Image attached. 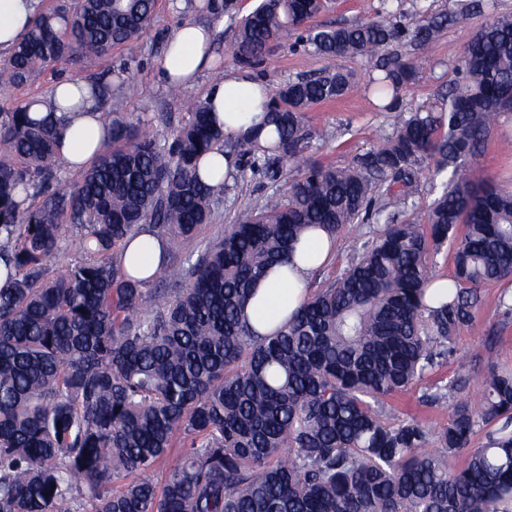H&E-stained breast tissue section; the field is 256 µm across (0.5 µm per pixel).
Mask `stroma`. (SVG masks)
Instances as JSON below:
<instances>
[{"mask_svg":"<svg viewBox=\"0 0 512 512\" xmlns=\"http://www.w3.org/2000/svg\"><path fill=\"white\" fill-rule=\"evenodd\" d=\"M196 0H156L154 20L141 39V52L133 64L128 81L123 87L124 110L130 118L148 124L157 139H164L169 128L178 125L187 115V104L203 99L208 85L215 81V72L200 76L190 86L172 92L159 78L158 68L169 39L185 20L212 22L209 13L197 11ZM470 12L465 24L451 25L426 45L414 44L411 39L390 44L392 55L413 59L418 66L415 80L399 94V106L411 111L426 103L437 101L458 80L457 64L466 40L487 21L490 14L512 13V0H468ZM381 0H327L326 9L314 17L310 25L326 28L352 24L374 17ZM332 67L353 73L354 87L341 100L312 105L306 112V128L311 136L304 158L324 164L345 166L366 152L373 143L374 134L386 135L392 131L390 113L379 111L377 100L367 89L371 69L360 58H338L326 61L311 56L297 44L296 37H288L274 55L256 74L268 88L315 75ZM512 141V112L503 114L488 132L480 155L472 165L474 182H493L512 187V148H504V141ZM285 175L271 177L264 173L245 171L244 175L229 179L211 223L203 225L198 238L210 242L224 233L226 225L236 223L245 208L261 207L267 199L283 194ZM365 224L348 225L336 240V253L324 267L315 271L310 283L320 286L337 279L348 266L357 239L368 232ZM502 288L485 285L475 325L464 331L457 344L455 357L442 368L441 377L466 370L472 378H480L481 368L473 360L484 339L497 337L498 349L504 361L512 362V316L504 317L500 301ZM423 384H416L390 401L387 410L390 422L414 416L423 422L440 425L448 419L447 407H428L420 403Z\"/></svg>","mask_w":512,"mask_h":512,"instance_id":"stroma-1","label":"stroma"}]
</instances>
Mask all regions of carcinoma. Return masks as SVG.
<instances>
[{"label":"carcinoma","mask_w":512,"mask_h":512,"mask_svg":"<svg viewBox=\"0 0 512 512\" xmlns=\"http://www.w3.org/2000/svg\"><path fill=\"white\" fill-rule=\"evenodd\" d=\"M323 0H260L234 25L232 60L254 67L299 34L311 55L361 57L393 131L346 167L312 161L271 198L198 248L224 188L198 161L224 144L211 109L190 104L159 144L123 113L121 88L91 87L108 107L104 151L59 188L66 124L57 100L0 112V512H512V366L490 338L475 353L481 397L459 371L421 395L450 407L432 427L386 421L385 401L427 378L472 328L487 283H512V191L478 185L471 166L493 120L512 112V15L469 39L462 82L437 105L405 113L399 93L416 75L385 52L410 35L432 42L446 22L420 3L403 24L378 16L316 30ZM234 18V0H200ZM155 0H59L39 12L0 60V85L47 68L127 52L134 61ZM353 87L328 69L288 82L262 103L263 125L236 141L249 169L274 177L306 148L307 109ZM274 140L259 144L263 128ZM446 174L423 223L405 222L407 188L424 159ZM376 221L343 275L309 293L268 336L242 319L253 285L291 262L311 228L334 237ZM149 225L179 264L138 279L122 262ZM78 234L88 257L49 275L60 241ZM452 247L448 288L431 289V259ZM481 446L470 447L475 428ZM163 484L151 474L177 440ZM465 453L458 464L452 461ZM124 484L116 489L114 482Z\"/></svg>","instance_id":"1"}]
</instances>
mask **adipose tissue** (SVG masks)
Listing matches in <instances>:
<instances>
[{
	"label": "adipose tissue",
	"instance_id": "1",
	"mask_svg": "<svg viewBox=\"0 0 512 512\" xmlns=\"http://www.w3.org/2000/svg\"><path fill=\"white\" fill-rule=\"evenodd\" d=\"M40 0H0V54L9 53L28 30L39 10ZM212 32L208 25L195 21L180 24L168 42L160 64L164 83L190 85L207 72L211 63ZM265 85L250 71L225 74L211 83L205 95L213 107V116L225 136L244 137L258 124L262 112L258 107ZM65 107L68 124L62 140V153L71 170L79 171L97 156L111 138L97 102L90 96V85L82 80L59 77L54 86ZM315 250L313 258L296 254L295 264L269 272L255 284V295L244 312L259 333H267L290 317L308 294L310 274L323 265L335 251V242L321 230L309 234ZM167 257V242L143 229L125 249L124 263L135 276L152 275Z\"/></svg>",
	"mask_w": 512,
	"mask_h": 512
}]
</instances>
